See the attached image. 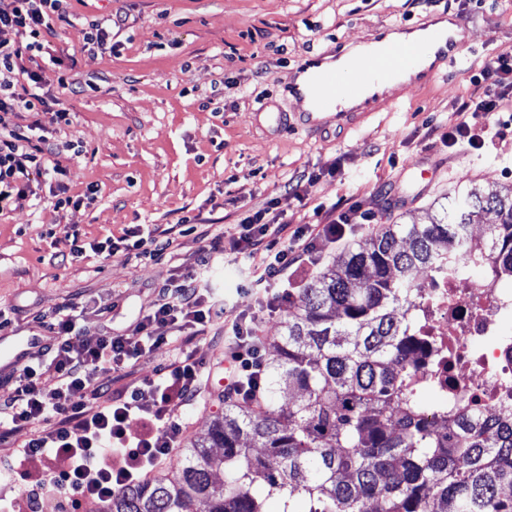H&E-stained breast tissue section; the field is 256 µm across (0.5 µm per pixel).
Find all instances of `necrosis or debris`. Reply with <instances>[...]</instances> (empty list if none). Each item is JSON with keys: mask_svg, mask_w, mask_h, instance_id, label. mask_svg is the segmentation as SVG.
<instances>
[{"mask_svg": "<svg viewBox=\"0 0 512 512\" xmlns=\"http://www.w3.org/2000/svg\"><path fill=\"white\" fill-rule=\"evenodd\" d=\"M420 286L419 333L434 347L427 358L410 361L414 381L455 406L477 405L489 413L512 407V340L502 339L498 328L503 315H512V289L433 271Z\"/></svg>", "mask_w": 512, "mask_h": 512, "instance_id": "necrosis-or-debris-1", "label": "necrosis or debris"}]
</instances>
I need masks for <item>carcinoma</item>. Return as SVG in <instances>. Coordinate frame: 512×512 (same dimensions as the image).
Wrapping results in <instances>:
<instances>
[{"mask_svg": "<svg viewBox=\"0 0 512 512\" xmlns=\"http://www.w3.org/2000/svg\"><path fill=\"white\" fill-rule=\"evenodd\" d=\"M484 219V233L472 226ZM512 280V193L472 186L428 224H393L298 290L260 412L224 406L180 469L108 512H512V412L440 409L403 371L423 353L417 274Z\"/></svg>", "mask_w": 512, "mask_h": 512, "instance_id": "obj_1", "label": "carcinoma"}]
</instances>
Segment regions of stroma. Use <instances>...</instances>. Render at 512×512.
<instances>
[{
  "label": "stroma",
  "mask_w": 512,
  "mask_h": 512,
  "mask_svg": "<svg viewBox=\"0 0 512 512\" xmlns=\"http://www.w3.org/2000/svg\"><path fill=\"white\" fill-rule=\"evenodd\" d=\"M450 11L464 22L467 60L435 77L402 86L394 105L362 111L356 125H326L307 135L296 126L303 104L289 97L297 62L370 40L395 24L414 27ZM112 17L113 49L84 45L93 21ZM43 49L24 59L38 86L19 77L18 93L37 89L62 103L70 124L51 126L63 144V176L33 177L31 190L0 213V398L16 386L15 347L31 337L51 341V316L80 313L88 342L127 335L166 292L172 270L195 268L203 247L177 236L159 260L102 258L89 247L125 230L155 234L190 216L210 237L229 241L246 213L268 208L290 226L324 223L319 204H359L374 221L424 220L455 190L512 191V132L478 150L449 148L440 135L497 54L512 50V0H65ZM218 104H211L214 92ZM435 171L432 181L418 168ZM312 177L300 194L288 189ZM99 192L85 202L90 187ZM70 205L53 208L56 194ZM87 252L65 262L64 232ZM235 312L257 311L242 266L212 273ZM171 347L144 351L134 366L110 376L119 394L169 364ZM209 369L205 404L187 408L186 440L205 433L224 412V328L216 325L198 353Z\"/></svg>",
  "instance_id": "1"
}]
</instances>
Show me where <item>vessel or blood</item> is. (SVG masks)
<instances>
[{
  "mask_svg": "<svg viewBox=\"0 0 512 512\" xmlns=\"http://www.w3.org/2000/svg\"><path fill=\"white\" fill-rule=\"evenodd\" d=\"M437 16L422 24L421 40L393 39L379 34L373 52L354 51L344 43L335 50L317 53L299 61L288 87L291 97L308 101L310 108L299 115V124L309 132H319L332 122L347 128L356 122V109L392 102L387 84L399 77L414 75L419 67L429 72L463 62L459 39L463 21L447 15V27H439Z\"/></svg>",
  "mask_w": 512,
  "mask_h": 512,
  "instance_id": "vessel-or-blood-1",
  "label": "vessel or blood"
}]
</instances>
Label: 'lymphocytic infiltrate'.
<instances>
[{
	"label": "lymphocytic infiltrate",
	"mask_w": 512,
	"mask_h": 512,
	"mask_svg": "<svg viewBox=\"0 0 512 512\" xmlns=\"http://www.w3.org/2000/svg\"><path fill=\"white\" fill-rule=\"evenodd\" d=\"M63 0H0V29L24 34L26 44L0 42V211L24 197L32 176L46 170L60 146L44 135L45 124H66L68 109L50 105L42 96L15 90L19 75L38 82L35 71L24 70L26 52L43 47L50 20L60 13ZM486 85L464 104V118L449 127L441 139L446 146L482 148L485 133L503 137L506 123L500 112L512 103V51L496 56L484 70ZM31 114L29 124H16L21 113ZM359 206L338 212L328 223L302 224L294 230L266 221L264 210L242 217L233 241L247 271L253 276L259 315L239 316L224 329V360L230 382L224 388L228 402L261 407L264 334L262 312H275L306 284L321 261L345 247V227L371 223ZM287 245H280V238ZM224 259V247L212 240L204 247L197 269L173 274L170 288L158 307L143 315L131 336H112L96 343L82 340L74 314L53 319L55 336L50 364L34 362L18 375V384L0 402V427L40 430L11 456L0 460V473L12 477L29 466L33 478L22 499L0 496V512H106L112 498L131 485L145 481L182 442L186 424L181 407L205 400V368L195 351H180L177 358L146 379L130 394L109 395L98 405L110 385L104 372L123 369L137 359L143 347L159 349L167 337L156 326L176 331L192 328L205 336L223 318L230 302L209 286L211 266Z\"/></svg>",
	"instance_id": "obj_1"
}]
</instances>
